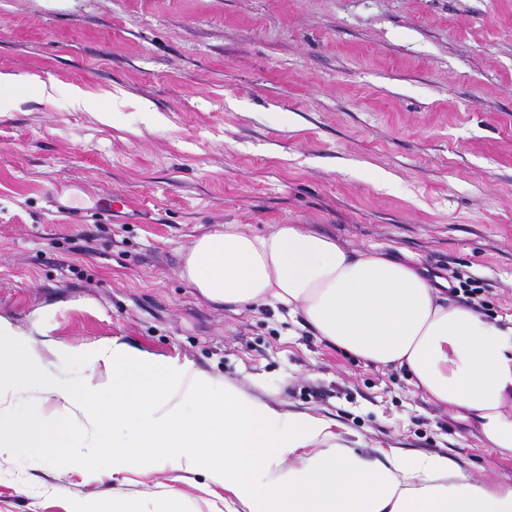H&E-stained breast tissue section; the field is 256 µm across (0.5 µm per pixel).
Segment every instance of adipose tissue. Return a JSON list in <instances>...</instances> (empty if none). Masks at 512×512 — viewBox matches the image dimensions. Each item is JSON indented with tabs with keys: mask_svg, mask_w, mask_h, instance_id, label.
<instances>
[{
	"mask_svg": "<svg viewBox=\"0 0 512 512\" xmlns=\"http://www.w3.org/2000/svg\"><path fill=\"white\" fill-rule=\"evenodd\" d=\"M183 276L206 300L233 311L281 306L315 335L375 366L405 368L429 402L473 420L484 445L512 456V325L441 297L413 262L350 251L298 224L256 235L227 224L195 240ZM22 332L0 317V399L31 387L61 408L40 435L0 437V457L41 448L66 460L68 419L81 414L112 442L85 462L115 475L140 463L200 472L233 497L237 512H512V486L482 484L448 458L396 451L369 458L336 441L332 420L284 413L237 385L119 340L71 353L70 371L46 374ZM104 370L106 382L92 373Z\"/></svg>",
	"mask_w": 512,
	"mask_h": 512,
	"instance_id": "1",
	"label": "adipose tissue"
}]
</instances>
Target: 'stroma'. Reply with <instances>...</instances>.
<instances>
[{"label":"stroma","instance_id":"35a3bbf8","mask_svg":"<svg viewBox=\"0 0 512 512\" xmlns=\"http://www.w3.org/2000/svg\"><path fill=\"white\" fill-rule=\"evenodd\" d=\"M0 72L59 88L0 98V317L43 372L116 338L332 419L365 456L438 454L512 485V458L405 369L285 309L213 305L181 276L219 225L299 224L416 259L435 287L482 280L486 316L511 317L512 0H0ZM72 85L124 103L102 122L70 109ZM105 192L128 207L97 213ZM116 495L229 512L201 475L0 459V512Z\"/></svg>","mask_w":512,"mask_h":512}]
</instances>
